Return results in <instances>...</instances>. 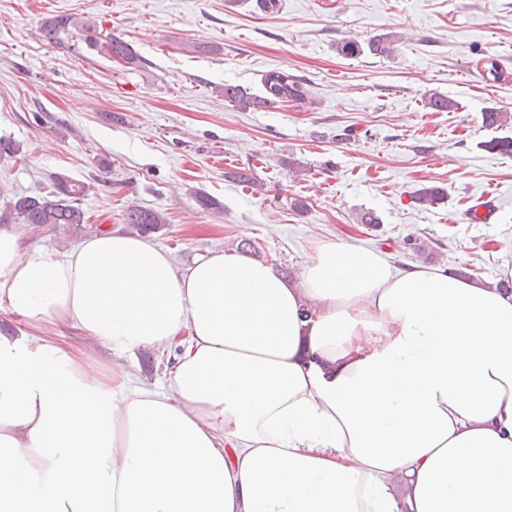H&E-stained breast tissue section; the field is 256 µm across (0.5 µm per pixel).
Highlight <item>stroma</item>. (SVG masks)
Here are the masks:
<instances>
[{
  "label": "stroma",
  "instance_id": "obj_1",
  "mask_svg": "<svg viewBox=\"0 0 512 512\" xmlns=\"http://www.w3.org/2000/svg\"><path fill=\"white\" fill-rule=\"evenodd\" d=\"M72 14L129 41L142 62L127 66L77 36L49 44L43 17ZM397 35L390 57L346 58L338 44ZM495 60L503 77L482 76ZM271 70L308 91L304 104L252 111L224 101L228 84L262 94ZM452 98L433 112L424 100ZM508 112L489 128L483 113ZM0 137L20 143L0 163L9 194H46L57 176L83 183L91 224L124 228L130 204L161 211L151 239L178 265L249 247L299 279L314 240L387 250L394 267L415 265L512 285V155L489 150L512 137V0H0ZM251 168L261 194L227 181ZM427 185L446 197L413 203ZM489 223L468 220L482 193ZM213 204L201 208L198 195ZM300 199L304 211L293 210ZM373 211L375 224L357 223ZM90 352L109 375L164 384L175 349L155 351L154 370L54 330Z\"/></svg>",
  "mask_w": 512,
  "mask_h": 512
}]
</instances>
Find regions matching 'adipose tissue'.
<instances>
[{
    "instance_id": "ef3b65f1",
    "label": "adipose tissue",
    "mask_w": 512,
    "mask_h": 512,
    "mask_svg": "<svg viewBox=\"0 0 512 512\" xmlns=\"http://www.w3.org/2000/svg\"><path fill=\"white\" fill-rule=\"evenodd\" d=\"M0 230V512H512V291L313 243L299 283L113 229ZM182 347L162 387L63 348ZM404 482V497L392 488Z\"/></svg>"
}]
</instances>
